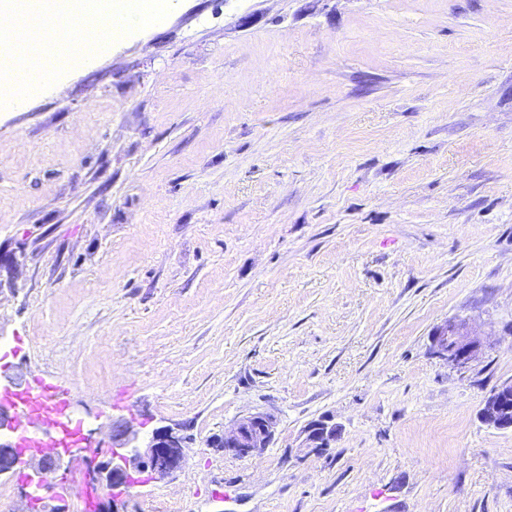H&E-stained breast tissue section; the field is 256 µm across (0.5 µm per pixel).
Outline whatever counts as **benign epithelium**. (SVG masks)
Masks as SVG:
<instances>
[{
  "label": "benign epithelium",
  "instance_id": "obj_1",
  "mask_svg": "<svg viewBox=\"0 0 512 512\" xmlns=\"http://www.w3.org/2000/svg\"><path fill=\"white\" fill-rule=\"evenodd\" d=\"M435 356L454 369H465L483 349L482 341L472 335L463 320H449L431 336ZM480 420L498 431L512 432V381L495 387L484 399L479 410ZM277 421L269 414L257 412L239 418L224 431L221 447L239 458H248L270 447L275 438ZM303 447L313 451L330 448L339 439V429L328 417L310 422L304 428ZM184 437L180 429L165 426L152 435L139 439L128 423L112 428V446L107 459L89 468L91 490L111 492L128 487V483L145 474L161 479L179 469L184 462ZM65 453L23 448L20 442L0 441V478L18 473L19 466L37 462L32 472H26L22 484L36 512H67L54 504L57 492L47 480Z\"/></svg>",
  "mask_w": 512,
  "mask_h": 512
}]
</instances>
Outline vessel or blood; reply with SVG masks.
Here are the masks:
<instances>
[{
  "label": "vessel or blood",
  "instance_id": "vessel-or-blood-1",
  "mask_svg": "<svg viewBox=\"0 0 512 512\" xmlns=\"http://www.w3.org/2000/svg\"><path fill=\"white\" fill-rule=\"evenodd\" d=\"M7 403L23 408L26 419L18 436L33 448H76L80 445L81 421L68 412V393L41 378L22 391L9 395Z\"/></svg>",
  "mask_w": 512,
  "mask_h": 512
}]
</instances>
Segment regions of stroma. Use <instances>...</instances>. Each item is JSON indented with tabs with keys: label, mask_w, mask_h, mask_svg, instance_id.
<instances>
[{
	"label": "stroma",
	"mask_w": 512,
	"mask_h": 512,
	"mask_svg": "<svg viewBox=\"0 0 512 512\" xmlns=\"http://www.w3.org/2000/svg\"><path fill=\"white\" fill-rule=\"evenodd\" d=\"M37 376L99 452L183 428L120 512H512L478 417L512 380V0H171L0 109V387ZM255 412L270 448L214 446ZM482 341L473 336L463 320H447L431 336L435 356L445 360L454 369H465L483 349ZM305 438L302 448H311L320 451L331 448L339 439V429L329 417H322L311 421L303 431Z\"/></svg>",
	"instance_id": "stroma-1"
}]
</instances>
